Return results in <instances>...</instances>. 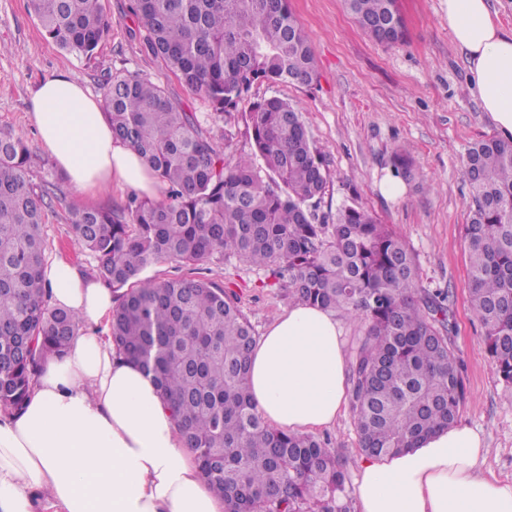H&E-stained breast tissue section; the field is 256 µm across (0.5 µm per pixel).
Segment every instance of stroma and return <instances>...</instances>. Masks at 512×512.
<instances>
[{
	"label": "stroma",
	"mask_w": 512,
	"mask_h": 512,
	"mask_svg": "<svg viewBox=\"0 0 512 512\" xmlns=\"http://www.w3.org/2000/svg\"><path fill=\"white\" fill-rule=\"evenodd\" d=\"M110 29L94 55L77 58L47 39L27 0H0V127L22 131L31 152L34 184L53 183L57 198L45 212L46 258L61 257L85 273L95 262L73 239V211L113 207L130 195L114 186L86 201L41 147L30 118V99L40 82L65 72L93 96H101L108 76L137 74L164 87L186 111L209 106L189 90L143 43L135 0H100ZM296 20L309 30L317 75L308 85L259 82L237 109L235 124L208 123L206 131L226 158L252 155L248 120L253 101L277 96L302 115L310 138L323 151L327 185L322 210L344 203L371 210L415 254L423 287L448 289L453 344L462 364L466 398L458 424L478 430L490 453L482 465L487 478L512 481V386L498 376L484 351L483 330L470 303L465 226L470 194L463 176L469 148L496 130L475 95L467 56L448 29L444 0H399L408 35L387 46L369 38L343 0H289ZM409 148L424 180L403 197L383 191L391 177L390 157ZM194 273L235 294L256 334L295 299L274 285L267 269L216 255L194 269L172 263L149 267L147 276L176 278ZM317 437L344 454L349 469L361 457L351 411Z\"/></svg>",
	"instance_id": "stroma-1"
}]
</instances>
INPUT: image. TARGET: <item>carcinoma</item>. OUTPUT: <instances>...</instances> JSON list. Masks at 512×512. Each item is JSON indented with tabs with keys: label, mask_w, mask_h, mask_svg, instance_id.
<instances>
[{
	"label": "carcinoma",
	"mask_w": 512,
	"mask_h": 512,
	"mask_svg": "<svg viewBox=\"0 0 512 512\" xmlns=\"http://www.w3.org/2000/svg\"><path fill=\"white\" fill-rule=\"evenodd\" d=\"M398 0H344L371 38L405 39ZM43 33L90 57L109 31L99 0H30ZM146 48L188 88L206 117L230 123L258 82L310 83V37L288 0H136ZM112 136L132 147L166 188L115 209L72 213L75 242L97 275L122 291L112 338L167 397L184 444L224 496L226 512H351L346 460L325 441L270 428L247 388L256 333L237 298L192 276L156 280L161 261L196 265L216 254L267 268L300 302L358 320L350 367L358 445L384 457L455 424L465 399L452 347L449 292L421 287L405 241L368 209L320 211L324 155L301 113L271 96L249 112L255 155L224 158L200 117L160 85L132 75L104 86ZM23 136L0 128V409L22 410L47 358L65 353L76 317L49 304L42 279L49 192L29 177ZM392 176L409 184L416 161L393 152ZM472 208L465 225L472 307L485 352L512 384V138L468 150Z\"/></svg>",
	"instance_id": "carcinoma-1"
}]
</instances>
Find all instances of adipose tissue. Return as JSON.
<instances>
[{
    "instance_id": "ef3b65f1",
    "label": "adipose tissue",
    "mask_w": 512,
    "mask_h": 512,
    "mask_svg": "<svg viewBox=\"0 0 512 512\" xmlns=\"http://www.w3.org/2000/svg\"><path fill=\"white\" fill-rule=\"evenodd\" d=\"M448 27L466 51L470 80L496 130L512 137V32L489 0H446ZM42 148L74 189L112 184L147 196L157 179L112 136L102 102L67 74L31 98ZM51 302L80 329L32 381L21 412L0 410V512H225L182 442L165 396L108 334L118 296L62 259L44 266ZM343 329L329 311L297 303L253 347L248 387L273 428L331 426L347 400ZM489 453L467 426L437 431L393 456L363 458L356 512H512V482L481 476Z\"/></svg>"
}]
</instances>
